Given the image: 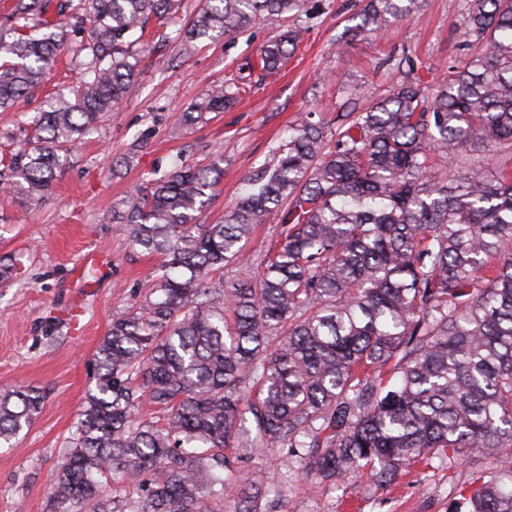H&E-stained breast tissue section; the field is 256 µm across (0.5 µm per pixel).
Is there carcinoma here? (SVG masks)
Wrapping results in <instances>:
<instances>
[{
	"label": "carcinoma",
	"mask_w": 512,
	"mask_h": 512,
	"mask_svg": "<svg viewBox=\"0 0 512 512\" xmlns=\"http://www.w3.org/2000/svg\"><path fill=\"white\" fill-rule=\"evenodd\" d=\"M352 35H379L421 0H362ZM309 0H205L182 54L288 19ZM181 0H10L0 14V109L43 84L68 42L75 82L0 156V193L49 194L70 150L136 81L137 32ZM302 28L260 50L279 71ZM474 50L440 81L417 69L335 121H304L250 172L247 194L204 222L224 154L180 158L123 199L133 246L159 255L136 301L112 313L95 387L58 464L49 512H263L268 462L307 480L385 486L462 449L489 475L457 488L451 512H512V0H467ZM247 90L235 76L187 113L191 124ZM336 125L331 131L330 124ZM505 152L491 168L474 151ZM278 217L261 277L224 283L259 224ZM39 390L0 391V442L40 413ZM226 448L250 463L237 474ZM128 484L136 498L109 496Z\"/></svg>",
	"instance_id": "carcinoma-1"
}]
</instances>
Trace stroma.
Segmentation results:
<instances>
[{
    "mask_svg": "<svg viewBox=\"0 0 512 512\" xmlns=\"http://www.w3.org/2000/svg\"><path fill=\"white\" fill-rule=\"evenodd\" d=\"M202 6L203 0H183L167 40L143 52L122 104L75 148L50 194L34 205L0 197V258L20 269L0 283V389L46 394L15 447H0V512H47L57 465L94 385L96 347L113 311L133 303L160 262L131 246L127 225L113 223L123 198L149 176H162L177 155L205 163L220 149L224 175L209 209L210 222H218L246 190V175L270 161L308 113L335 117L350 94L367 107L401 83L410 66L435 79L469 52L463 0H423L412 19L366 40L349 33L360 0H319L299 18L305 34L280 75L265 80L253 70L252 91L233 108L188 125L183 113L191 104L286 28L285 20L260 18L183 55L177 31ZM73 79L58 65L28 105L0 111V150L24 143L39 104ZM278 245L275 222L260 225L246 245L247 262L225 266V281L257 276L268 249ZM487 469L482 454L467 451L450 469L413 471L385 487L360 478L332 486L290 478L275 462L267 470L268 512H449L455 484Z\"/></svg>",
    "mask_w": 512,
    "mask_h": 512,
    "instance_id": "stroma-1",
    "label": "stroma"
}]
</instances>
